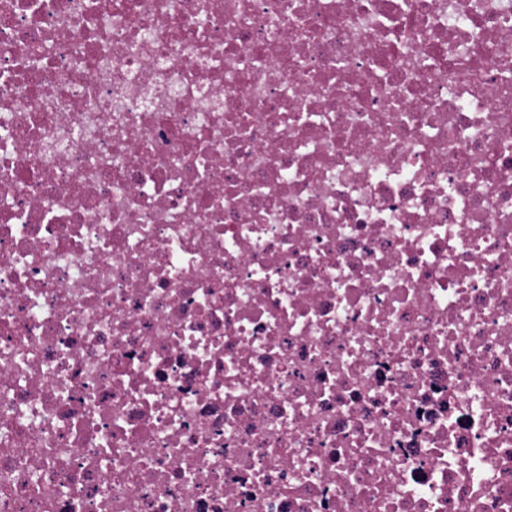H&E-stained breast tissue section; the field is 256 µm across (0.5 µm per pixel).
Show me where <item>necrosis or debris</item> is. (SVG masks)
I'll use <instances>...</instances> for the list:
<instances>
[{"label": "necrosis or debris", "mask_w": 512, "mask_h": 512, "mask_svg": "<svg viewBox=\"0 0 512 512\" xmlns=\"http://www.w3.org/2000/svg\"><path fill=\"white\" fill-rule=\"evenodd\" d=\"M0 512H512V0H0Z\"/></svg>", "instance_id": "obj_1"}]
</instances>
